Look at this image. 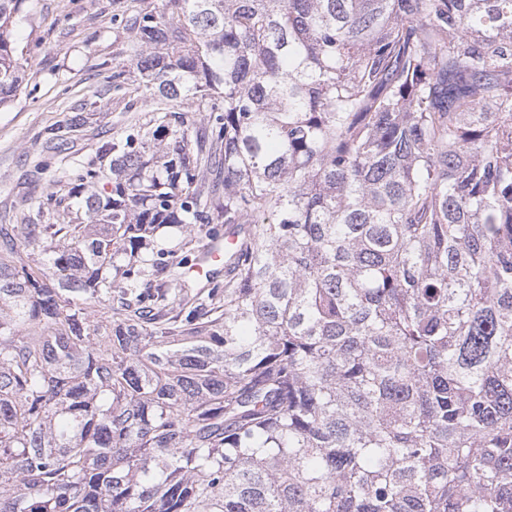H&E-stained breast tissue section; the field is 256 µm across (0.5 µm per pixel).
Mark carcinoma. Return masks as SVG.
Instances as JSON below:
<instances>
[{
    "label": "carcinoma",
    "instance_id": "1",
    "mask_svg": "<svg viewBox=\"0 0 512 512\" xmlns=\"http://www.w3.org/2000/svg\"><path fill=\"white\" fill-rule=\"evenodd\" d=\"M125 29L205 131L167 111L73 172L71 223L0 225V512H512V0ZM163 224L186 252L224 225V286L149 248Z\"/></svg>",
    "mask_w": 512,
    "mask_h": 512
}]
</instances>
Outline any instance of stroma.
<instances>
[{
    "label": "stroma",
    "instance_id": "stroma-1",
    "mask_svg": "<svg viewBox=\"0 0 512 512\" xmlns=\"http://www.w3.org/2000/svg\"><path fill=\"white\" fill-rule=\"evenodd\" d=\"M131 10V0H23L14 30L23 83L12 104L0 108V224L26 217L63 223V210L40 207L49 194H67L72 168L96 157L103 141L149 123L157 110L190 111V104L146 94L135 79L119 90L109 82L113 68H134L123 27ZM73 112L83 113L84 125L70 132L68 150L39 171L49 129Z\"/></svg>",
    "mask_w": 512,
    "mask_h": 512
}]
</instances>
